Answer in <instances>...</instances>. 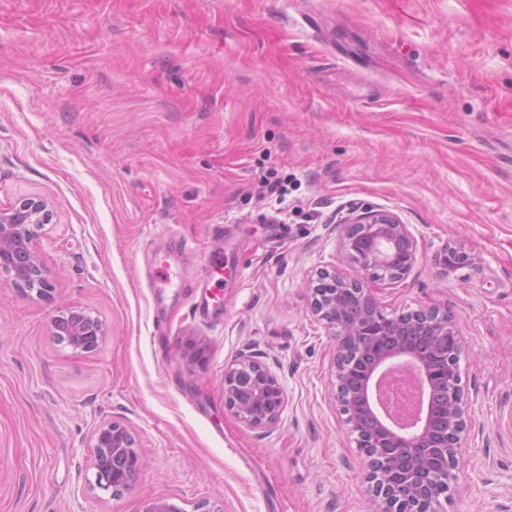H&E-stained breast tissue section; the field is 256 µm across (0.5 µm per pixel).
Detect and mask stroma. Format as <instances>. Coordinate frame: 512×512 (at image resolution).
<instances>
[{
    "mask_svg": "<svg viewBox=\"0 0 512 512\" xmlns=\"http://www.w3.org/2000/svg\"><path fill=\"white\" fill-rule=\"evenodd\" d=\"M288 181L286 201L263 180ZM38 197L52 285L0 282V512H371L367 460L312 312L356 277L336 226L387 210L417 242L386 311L436 307L462 336L463 452L438 512H512V0H0V208ZM239 275L200 318L216 238ZM470 264L442 273L445 244ZM168 251L160 270L156 251ZM106 336L57 344L64 308ZM202 358H195L196 347ZM260 356L275 427L224 406ZM118 421L144 468L112 497L91 436ZM286 392L269 367L251 354H241L224 367V405L241 422L270 428L281 418Z\"/></svg>",
    "mask_w": 512,
    "mask_h": 512,
    "instance_id": "35a3bbf8",
    "label": "stroma"
}]
</instances>
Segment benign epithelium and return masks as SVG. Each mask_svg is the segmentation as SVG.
<instances>
[{
    "label": "benign epithelium",
    "instance_id": "obj_1",
    "mask_svg": "<svg viewBox=\"0 0 512 512\" xmlns=\"http://www.w3.org/2000/svg\"><path fill=\"white\" fill-rule=\"evenodd\" d=\"M53 211L42 199L27 198L0 210V278L40 296L47 278L36 249ZM344 257L361 273L350 280L319 273L311 288L312 311L336 341L334 387L346 424L369 458L373 512H431L448 497L446 479L461 453L468 405L460 386L462 338L452 316L437 309L387 312L365 281H398L416 262L417 246L407 225L371 207L336 225ZM435 262L446 273L472 262L465 251L445 245ZM51 334L76 351L97 350L105 336L90 313L65 308L51 321ZM410 371L426 383L428 404L406 428L381 400L384 385ZM286 392L269 367L241 354L224 367V405L241 422L270 428L281 418ZM96 483L120 497L143 467L136 440L118 421L102 422L92 435ZM142 512H181L168 497L152 498Z\"/></svg>",
    "mask_w": 512,
    "mask_h": 512
}]
</instances>
